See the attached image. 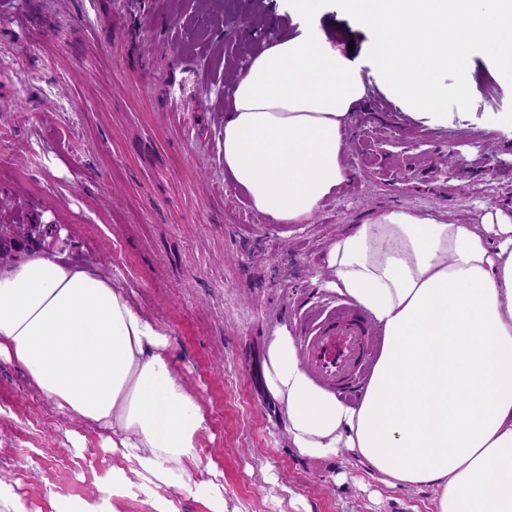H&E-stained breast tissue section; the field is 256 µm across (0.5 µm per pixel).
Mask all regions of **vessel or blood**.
<instances>
[{
  "mask_svg": "<svg viewBox=\"0 0 512 512\" xmlns=\"http://www.w3.org/2000/svg\"><path fill=\"white\" fill-rule=\"evenodd\" d=\"M369 323L357 311L341 307L308 330L305 358L310 369L328 384L355 395V383L369 350Z\"/></svg>",
  "mask_w": 512,
  "mask_h": 512,
  "instance_id": "1",
  "label": "vessel or blood"
}]
</instances>
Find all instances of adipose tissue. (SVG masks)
Returning a JSON list of instances; mask_svg holds the SVG:
<instances>
[{
	"label": "adipose tissue",
	"instance_id": "1",
	"mask_svg": "<svg viewBox=\"0 0 512 512\" xmlns=\"http://www.w3.org/2000/svg\"><path fill=\"white\" fill-rule=\"evenodd\" d=\"M370 87L318 26L270 44L229 86L225 182L272 223H308L349 179L343 134ZM63 248L48 237L0 265V358L149 483L184 487L205 418L169 337ZM323 266V289L365 312L382 346L350 404L315 382L288 326L268 336L265 387L293 447L348 449L388 486L435 491V512H512V219L386 211L330 240Z\"/></svg>",
	"mask_w": 512,
	"mask_h": 512
}]
</instances>
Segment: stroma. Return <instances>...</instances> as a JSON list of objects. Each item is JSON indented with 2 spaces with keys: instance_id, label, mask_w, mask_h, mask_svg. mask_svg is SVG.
Listing matches in <instances>:
<instances>
[{
  "instance_id": "35a3bbf8",
  "label": "stroma",
  "mask_w": 512,
  "mask_h": 512,
  "mask_svg": "<svg viewBox=\"0 0 512 512\" xmlns=\"http://www.w3.org/2000/svg\"><path fill=\"white\" fill-rule=\"evenodd\" d=\"M302 22L288 0H0V225L58 226L168 334L206 419L193 478L214 467L226 512H433L434 491L386 486L346 449L291 447L264 389L265 343L339 306L314 279L349 225L399 207L512 218V85L472 53L469 119L437 129L372 90L346 136L348 184L308 223L272 224L224 181L225 89ZM313 22L370 67L368 27L334 5ZM134 468L0 360V494L23 512H152L155 496L212 512L195 483L157 488Z\"/></svg>"
}]
</instances>
